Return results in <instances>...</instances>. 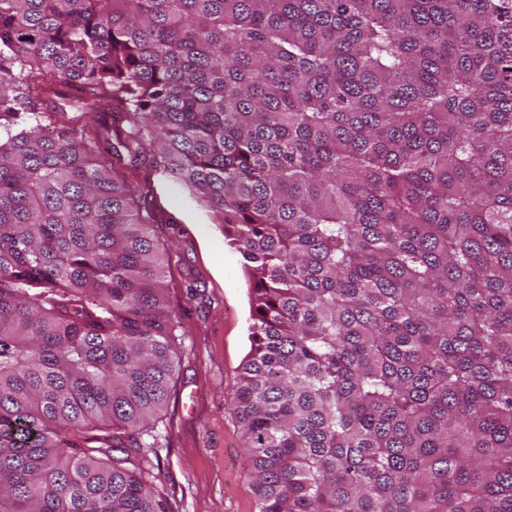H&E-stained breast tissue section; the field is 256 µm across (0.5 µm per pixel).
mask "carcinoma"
<instances>
[{
  "mask_svg": "<svg viewBox=\"0 0 512 512\" xmlns=\"http://www.w3.org/2000/svg\"><path fill=\"white\" fill-rule=\"evenodd\" d=\"M121 166L244 259L257 512H512V0H0V512H167Z\"/></svg>",
  "mask_w": 512,
  "mask_h": 512,
  "instance_id": "cac0c4a2",
  "label": "carcinoma"
}]
</instances>
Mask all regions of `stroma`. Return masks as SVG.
I'll list each match as a JSON object with an SVG mask.
<instances>
[{"label": "stroma", "instance_id": "35a3bbf8", "mask_svg": "<svg viewBox=\"0 0 512 512\" xmlns=\"http://www.w3.org/2000/svg\"><path fill=\"white\" fill-rule=\"evenodd\" d=\"M173 254L165 282L177 324L176 371L151 455L168 512H256L241 428L231 408L249 351L248 278L241 255L179 182L152 177Z\"/></svg>", "mask_w": 512, "mask_h": 512}]
</instances>
